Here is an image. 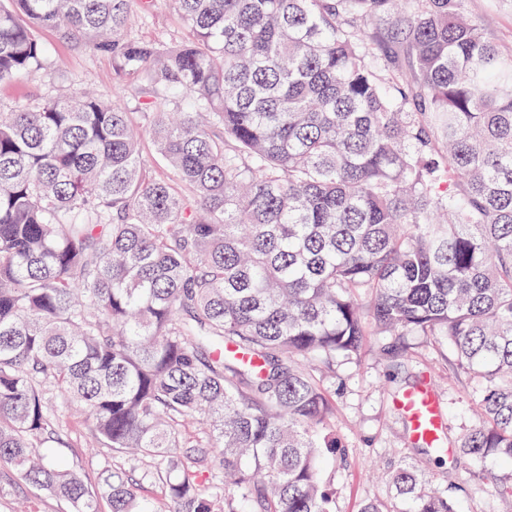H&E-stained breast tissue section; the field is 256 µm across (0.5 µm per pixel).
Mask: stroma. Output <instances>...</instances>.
Returning <instances> with one entry per match:
<instances>
[{
	"instance_id": "1",
	"label": "stroma",
	"mask_w": 512,
	"mask_h": 512,
	"mask_svg": "<svg viewBox=\"0 0 512 512\" xmlns=\"http://www.w3.org/2000/svg\"><path fill=\"white\" fill-rule=\"evenodd\" d=\"M467 12L484 20L490 41L506 54L512 53V0H467ZM41 40L56 48L52 75L29 74L0 88V102L26 103L49 96L54 85L75 82L111 97L115 87L132 85L129 76L117 77L112 59L77 49L51 29L40 30ZM318 376L336 402L332 424L336 438L345 449L344 460L330 469L336 496L335 512H356L368 498L387 500L392 494L388 478L401 464L428 467L433 483L455 487L463 512H512V499L491 488L490 476H512V463L500 459L480 462L463 454L456 443L478 421L476 392L481 379L457 365L447 344L433 337L367 336L360 356L337 358ZM433 383L442 406V462L429 463L406 431L405 418L395 409L397 391L418 385L422 379ZM52 402L59 409L64 441L55 452L63 460L77 462L88 481L112 466L111 450L93 447L90 427L60 395ZM67 512L55 497L43 494L20 478L8 465L0 464V512Z\"/></svg>"
}]
</instances>
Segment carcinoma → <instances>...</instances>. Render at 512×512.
I'll list each match as a JSON object with an SVG mask.
<instances>
[{"mask_svg":"<svg viewBox=\"0 0 512 512\" xmlns=\"http://www.w3.org/2000/svg\"><path fill=\"white\" fill-rule=\"evenodd\" d=\"M9 3L0 87L40 28L137 82L0 107L1 463L70 512H334L317 372L368 317L454 348L458 448L512 462V55L465 0H175L149 39L153 0ZM53 390L126 466L57 464ZM425 481L357 512H458ZM153 25L150 23L141 29V34L146 38H151L155 29L167 30L169 33L179 37L181 35V26L178 15L174 10L172 0H153Z\"/></svg>","mask_w":512,"mask_h":512,"instance_id":"1","label":"carcinoma"}]
</instances>
